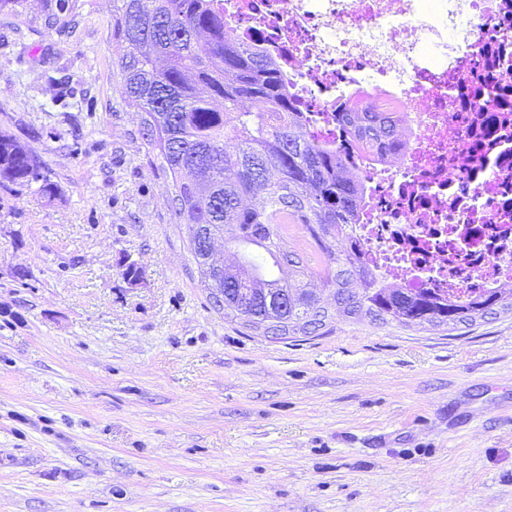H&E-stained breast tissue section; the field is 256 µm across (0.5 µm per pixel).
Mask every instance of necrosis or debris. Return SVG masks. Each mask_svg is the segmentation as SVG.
<instances>
[{
	"mask_svg": "<svg viewBox=\"0 0 512 512\" xmlns=\"http://www.w3.org/2000/svg\"><path fill=\"white\" fill-rule=\"evenodd\" d=\"M224 18L308 103L311 139L345 150L378 279L512 288V0H224ZM370 112L389 113L393 147L360 142Z\"/></svg>",
	"mask_w": 512,
	"mask_h": 512,
	"instance_id": "4bbe7bcc",
	"label": "necrosis or debris"
}]
</instances>
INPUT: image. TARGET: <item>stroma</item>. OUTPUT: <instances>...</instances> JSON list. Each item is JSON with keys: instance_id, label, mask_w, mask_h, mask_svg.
<instances>
[{"instance_id": "stroma-1", "label": "stroma", "mask_w": 512, "mask_h": 512, "mask_svg": "<svg viewBox=\"0 0 512 512\" xmlns=\"http://www.w3.org/2000/svg\"><path fill=\"white\" fill-rule=\"evenodd\" d=\"M111 17L87 0L48 38L43 0L0 12V134L58 186L0 184V512H512V314L276 337L225 315Z\"/></svg>"}]
</instances>
